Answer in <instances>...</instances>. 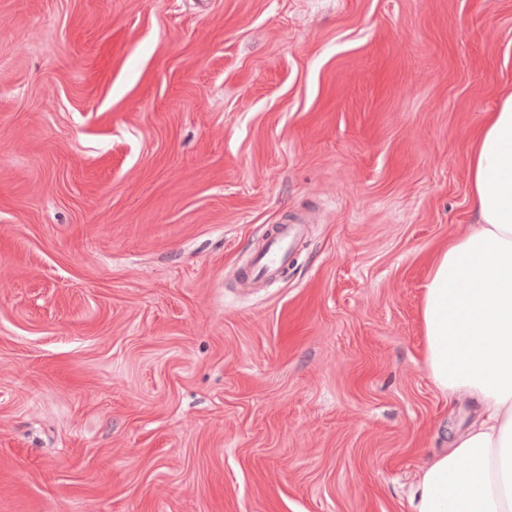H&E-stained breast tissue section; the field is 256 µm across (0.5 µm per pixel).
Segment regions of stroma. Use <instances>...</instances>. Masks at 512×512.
Wrapping results in <instances>:
<instances>
[{
  "label": "stroma",
  "mask_w": 512,
  "mask_h": 512,
  "mask_svg": "<svg viewBox=\"0 0 512 512\" xmlns=\"http://www.w3.org/2000/svg\"><path fill=\"white\" fill-rule=\"evenodd\" d=\"M511 92L512 0H0V512H411ZM304 235L303 224H279L273 227L262 250L253 256L243 281L252 283L256 279L271 280L279 277Z\"/></svg>",
  "instance_id": "1"
}]
</instances>
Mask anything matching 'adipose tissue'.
I'll return each instance as SVG.
<instances>
[{
    "label": "adipose tissue",
    "mask_w": 512,
    "mask_h": 512,
    "mask_svg": "<svg viewBox=\"0 0 512 512\" xmlns=\"http://www.w3.org/2000/svg\"><path fill=\"white\" fill-rule=\"evenodd\" d=\"M469 186L475 222L438 252L421 319L433 384L484 417L429 457L413 512H512V93L475 134Z\"/></svg>",
    "instance_id": "1"
}]
</instances>
